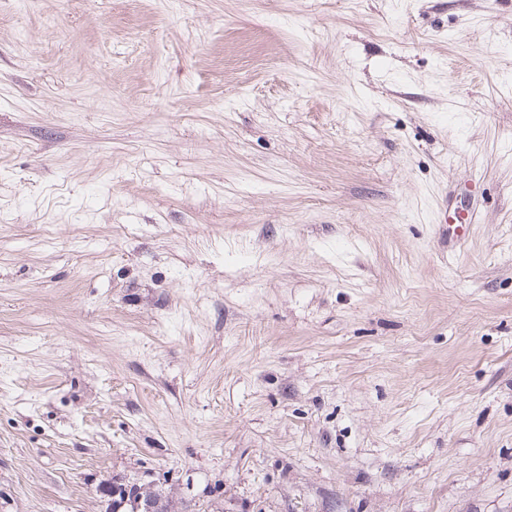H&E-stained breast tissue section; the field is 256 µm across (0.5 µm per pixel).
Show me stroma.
I'll list each match as a JSON object with an SVG mask.
<instances>
[{
    "label": "stroma",
    "mask_w": 512,
    "mask_h": 512,
    "mask_svg": "<svg viewBox=\"0 0 512 512\" xmlns=\"http://www.w3.org/2000/svg\"><path fill=\"white\" fill-rule=\"evenodd\" d=\"M115 477L512 512V0H0V512Z\"/></svg>",
    "instance_id": "stroma-1"
}]
</instances>
